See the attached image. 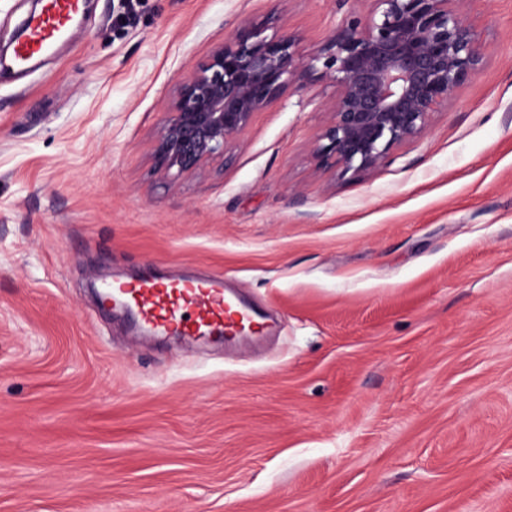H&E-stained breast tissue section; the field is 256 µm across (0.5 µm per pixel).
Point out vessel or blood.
Returning a JSON list of instances; mask_svg holds the SVG:
<instances>
[{
    "label": "vessel or blood",
    "instance_id": "vessel-or-blood-1",
    "mask_svg": "<svg viewBox=\"0 0 512 512\" xmlns=\"http://www.w3.org/2000/svg\"><path fill=\"white\" fill-rule=\"evenodd\" d=\"M79 5V0H47L44 12L27 23L29 38L18 49V64L26 65L49 50ZM106 289L117 306L128 307L143 328L161 336H188L231 345L268 332L261 313L228 296L218 276L175 279L149 268L135 279L107 284Z\"/></svg>",
    "mask_w": 512,
    "mask_h": 512
}]
</instances>
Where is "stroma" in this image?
Instances as JSON below:
<instances>
[{"label":"stroma","mask_w":512,"mask_h":512,"mask_svg":"<svg viewBox=\"0 0 512 512\" xmlns=\"http://www.w3.org/2000/svg\"><path fill=\"white\" fill-rule=\"evenodd\" d=\"M369 0H91L0 72V512H512V0L425 133L359 177L290 84L169 181L178 83L243 25L301 54ZM221 274L274 335L226 349L98 314L146 261Z\"/></svg>","instance_id":"obj_1"}]
</instances>
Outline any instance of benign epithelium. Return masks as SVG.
I'll return each mask as SVG.
<instances>
[{
    "instance_id": "benign-epithelium-1",
    "label": "benign epithelium",
    "mask_w": 512,
    "mask_h": 512,
    "mask_svg": "<svg viewBox=\"0 0 512 512\" xmlns=\"http://www.w3.org/2000/svg\"><path fill=\"white\" fill-rule=\"evenodd\" d=\"M322 50L307 56L266 25L238 29L177 89L152 148L156 169L174 181L224 155L303 74L336 87L314 154L325 167L359 175L391 149L421 136L430 115L480 67L484 45L462 15L463 0H370Z\"/></svg>"
}]
</instances>
